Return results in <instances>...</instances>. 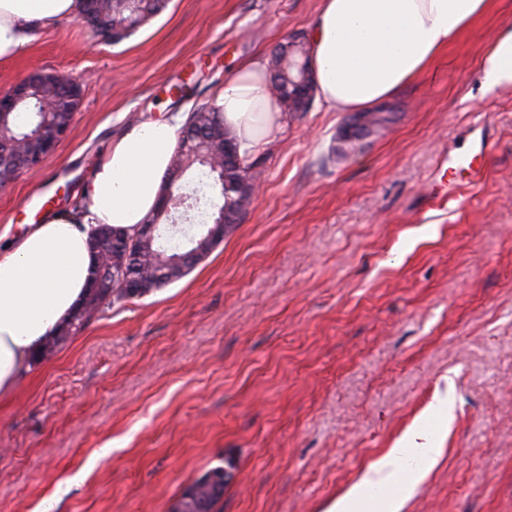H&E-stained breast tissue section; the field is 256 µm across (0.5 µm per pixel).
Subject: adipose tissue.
Listing matches in <instances>:
<instances>
[{
	"label": "adipose tissue",
	"mask_w": 512,
	"mask_h": 512,
	"mask_svg": "<svg viewBox=\"0 0 512 512\" xmlns=\"http://www.w3.org/2000/svg\"><path fill=\"white\" fill-rule=\"evenodd\" d=\"M490 6L491 0H321L309 42L320 99L331 110L353 112L392 96ZM81 7L82 0H0V62L24 54L39 32L77 18ZM483 80L512 85V31L495 39ZM214 104L242 154L257 153L280 132L283 116L263 59L241 66ZM183 122L175 112L129 126L97 161L77 204L0 248V396L13 392L32 356L84 298L92 226L133 233L156 210ZM443 453L424 420L415 421L328 512H346L351 499L361 512H403L412 484L382 504L365 498V489L391 484L410 467L426 477Z\"/></svg>",
	"instance_id": "ef3b65f1"
}]
</instances>
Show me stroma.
I'll list each match as a JSON object with an SVG mask.
<instances>
[{
	"label": "stroma",
	"mask_w": 512,
	"mask_h": 512,
	"mask_svg": "<svg viewBox=\"0 0 512 512\" xmlns=\"http://www.w3.org/2000/svg\"><path fill=\"white\" fill-rule=\"evenodd\" d=\"M320 0H170L118 43L74 19L0 63L81 107L0 189V234L75 203L141 115L191 112L248 58L309 34ZM494 0L393 94L391 123L336 152L347 113L287 112L250 159L261 187L183 279L102 307L0 397V512H172L221 466L215 512H327L451 389L445 452L404 512H512V86L485 88ZM484 169L438 200L449 158Z\"/></svg>",
	"instance_id": "1"
}]
</instances>
